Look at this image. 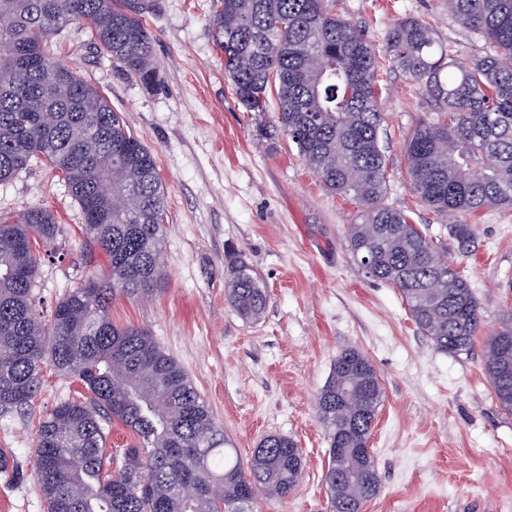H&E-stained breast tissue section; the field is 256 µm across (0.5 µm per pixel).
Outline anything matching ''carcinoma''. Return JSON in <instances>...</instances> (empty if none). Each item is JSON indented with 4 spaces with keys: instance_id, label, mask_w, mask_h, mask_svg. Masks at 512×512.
I'll return each mask as SVG.
<instances>
[{
    "instance_id": "carcinoma-1",
    "label": "carcinoma",
    "mask_w": 512,
    "mask_h": 512,
    "mask_svg": "<svg viewBox=\"0 0 512 512\" xmlns=\"http://www.w3.org/2000/svg\"><path fill=\"white\" fill-rule=\"evenodd\" d=\"M332 0H217V46L245 112H266L276 92L277 128L332 193L359 208L348 248L368 278L401 293L418 330L440 352H469L481 333L478 300L463 271L406 214L384 203V123L371 42L333 12ZM448 12L491 43L493 53L451 59L430 24L397 22L391 60L425 83L439 115L406 144L419 202L468 215L512 206V0H447ZM153 0H0V183L34 160L64 174L83 214L87 243L106 257L43 318L33 295L40 263L60 227L39 208L0 216V415L30 406L43 368L84 396L49 412L36 437V482L47 512H252L256 496L286 497L302 477L296 444L269 435L243 464L179 363L147 331L112 322L120 293L143 300L165 279L161 260L166 191L150 149L121 113L47 49L64 26L89 25L91 45L145 83L156 77L145 15ZM112 178V198L97 194ZM461 255L474 228L448 225ZM225 296L247 321L267 294L253 268L231 260ZM483 367L512 411V328L489 335ZM383 398L379 376L355 348L344 350L317 398L328 431L324 477L333 512H361L379 489L368 445ZM136 440L107 450L109 426Z\"/></svg>"
}]
</instances>
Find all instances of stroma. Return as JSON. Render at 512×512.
Returning a JSON list of instances; mask_svg holds the SVG:
<instances>
[{
    "instance_id": "35a3bbf8",
    "label": "stroma",
    "mask_w": 512,
    "mask_h": 512,
    "mask_svg": "<svg viewBox=\"0 0 512 512\" xmlns=\"http://www.w3.org/2000/svg\"><path fill=\"white\" fill-rule=\"evenodd\" d=\"M333 9L367 36L381 62L385 201L445 244L480 304L483 336L467 354L437 351L397 288L365 276L347 243L356 204L323 187L276 130L275 111L258 116L240 107L216 43L214 0H154L146 16L157 36L151 85L97 54L85 25L51 39L56 56L153 151L167 193L162 288L143 301L116 296L112 320L145 329L179 362L241 460L270 434L300 448L304 470L292 493L259 497L253 512H331L327 430L316 400L347 348L366 355L383 389L370 438L379 491L362 512H512V413L498 404L482 363L485 334L512 328V207L469 216L472 253L450 248L448 227L458 215L422 206L406 168L408 138L437 107L422 82L392 64L387 37L396 21L414 17L458 58L483 56L489 43L443 0H334ZM32 207L51 210L62 227L35 289L48 310L106 261L88 250L63 176L40 161L0 183V214ZM231 252L243 254L266 290L259 321L243 320L225 298ZM77 391L47 368L30 407L0 416V448L11 449L25 474L21 481L0 474V512H47L34 479L36 434Z\"/></svg>"
}]
</instances>
